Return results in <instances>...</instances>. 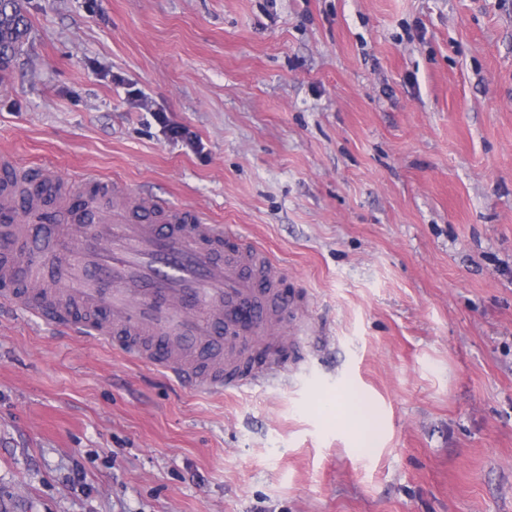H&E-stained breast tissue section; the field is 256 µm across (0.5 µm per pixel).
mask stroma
<instances>
[{
    "mask_svg": "<svg viewBox=\"0 0 512 512\" xmlns=\"http://www.w3.org/2000/svg\"><path fill=\"white\" fill-rule=\"evenodd\" d=\"M21 6L0 151L234 225L311 332L219 392L0 304V512H512V0Z\"/></svg>",
    "mask_w": 512,
    "mask_h": 512,
    "instance_id": "stroma-1",
    "label": "stroma"
}]
</instances>
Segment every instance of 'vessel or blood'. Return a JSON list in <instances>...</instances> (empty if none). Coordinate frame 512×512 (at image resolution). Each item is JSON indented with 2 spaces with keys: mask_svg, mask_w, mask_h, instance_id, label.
Instances as JSON below:
<instances>
[{
  "mask_svg": "<svg viewBox=\"0 0 512 512\" xmlns=\"http://www.w3.org/2000/svg\"><path fill=\"white\" fill-rule=\"evenodd\" d=\"M68 186L0 153V300L25 314L152 359L184 383L254 386L296 363L309 298L256 245L226 242L199 211L124 193L89 176L94 223L36 225ZM111 282L103 291L102 282Z\"/></svg>",
  "mask_w": 512,
  "mask_h": 512,
  "instance_id": "vessel-or-blood-1",
  "label": "vessel or blood"
}]
</instances>
